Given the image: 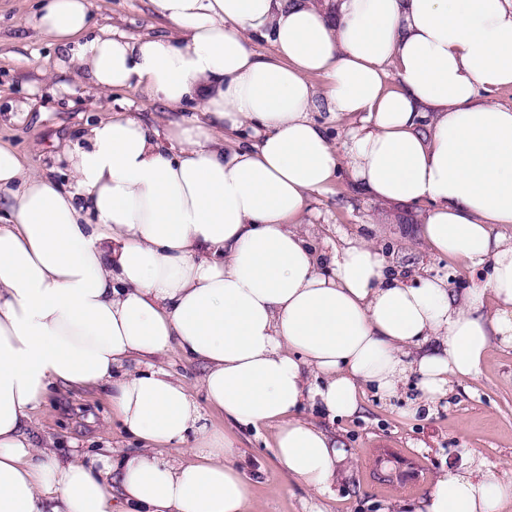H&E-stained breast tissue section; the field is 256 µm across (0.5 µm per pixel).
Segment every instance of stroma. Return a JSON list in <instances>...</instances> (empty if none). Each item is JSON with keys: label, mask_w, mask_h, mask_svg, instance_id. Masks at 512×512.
I'll use <instances>...</instances> for the list:
<instances>
[{"label": "stroma", "mask_w": 512, "mask_h": 512, "mask_svg": "<svg viewBox=\"0 0 512 512\" xmlns=\"http://www.w3.org/2000/svg\"><path fill=\"white\" fill-rule=\"evenodd\" d=\"M95 27H109L128 36H169L172 28L156 17L149 0H92ZM42 0H0V142L10 145L24 166L50 173L62 182L71 176L64 154L81 141L87 124L113 110L164 129L168 114L160 103L130 90L98 95L72 72L57 67L59 51L35 25ZM28 111H19V103ZM424 205L384 206L355 190L342 175L331 190L311 194L306 219L316 244L338 242L345 233L375 240L396 269L447 277L451 288L463 290L472 279L448 260L435 255L422 238ZM154 368L185 383L208 429L224 433L233 444V459L249 481L255 512H416L419 502L446 472L470 466L472 454L485 461L484 471L512 481V347L492 346L480 371L456 381L451 392L431 411L409 415L419 395L413 382L386 398L363 388L360 411L352 417L329 419L308 407L303 418L333 431L351 459L339 470L332 492L320 495L303 481L289 477L274 448L275 425L244 426L226 418L206 399L200 386L203 367L187 361L178 349L151 356ZM109 384L87 388H50L32 412V442L50 446L62 459L72 451L83 458L111 451L137 450L135 439L119 426L112 410ZM394 449L399 459L422 469L412 489L383 484L375 476L372 454Z\"/></svg>", "instance_id": "35a3bbf8"}]
</instances>
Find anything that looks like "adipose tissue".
Listing matches in <instances>:
<instances>
[{
	"mask_svg": "<svg viewBox=\"0 0 512 512\" xmlns=\"http://www.w3.org/2000/svg\"><path fill=\"white\" fill-rule=\"evenodd\" d=\"M150 3L173 37L91 33L92 0H46L35 20L60 67L178 117L162 132L100 119L67 155L68 185L0 144V512H250L231 443L184 384L151 366L113 379L135 357L203 362L208 402L275 425L288 476L324 494L348 453L305 407L353 415L360 386L391 395L413 376L425 408L493 341L512 345V236L493 230L512 225V103L483 97L512 87V0ZM322 107L360 123L333 143ZM247 125L256 143H231ZM343 158L365 195L426 204L425 241L480 281L404 282L347 234L324 265L300 225ZM101 383L139 452L97 470L34 447L26 422L50 385ZM511 506L512 481L454 472L423 512Z\"/></svg>",
	"mask_w": 512,
	"mask_h": 512,
	"instance_id": "obj_1",
	"label": "adipose tissue"
}]
</instances>
